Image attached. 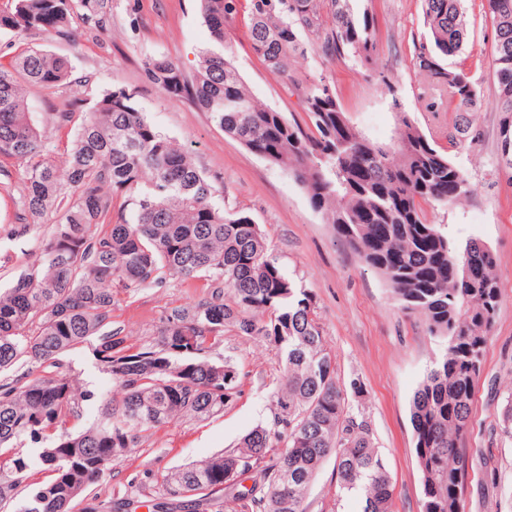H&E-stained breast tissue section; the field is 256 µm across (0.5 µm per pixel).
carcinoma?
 <instances>
[{"label": "carcinoma", "mask_w": 512, "mask_h": 512, "mask_svg": "<svg viewBox=\"0 0 512 512\" xmlns=\"http://www.w3.org/2000/svg\"><path fill=\"white\" fill-rule=\"evenodd\" d=\"M359 2L200 0L210 43L194 71L152 56L144 73L248 151L287 170L336 237L443 344L411 400L421 512H466L471 401L500 309L498 258L485 243L458 244L447 226L427 220L425 206L459 207L473 189L406 111L391 78L376 69L374 16ZM421 2L426 37L415 66L430 80L427 111H442L440 95H448L456 112L448 144L474 148L480 133L471 114L483 97L464 69L441 64L467 41L462 0ZM482 2L494 33L498 164L512 170V0ZM242 7L251 48L275 73H288L312 50L352 56L376 73L397 116L390 140L374 141L355 126L323 79L299 88L300 122L255 99L226 42ZM107 9L109 0H12L0 9V33L69 40L76 13L97 26ZM72 83L73 66L62 55L27 50L0 63V158L24 168L16 219L49 209L59 216L38 260L0 292V506L25 491L19 512H73L75 500L147 433L179 416L210 417L235 405L236 364L206 357L233 331L265 339L284 363L273 426L253 428L229 452L171 470L156 491L142 489L103 509L200 512L223 500L232 512H307L309 488L332 458L336 497L357 491L362 512H392L391 475L367 421L348 412L310 292L283 271L248 214L217 201L218 190L191 153L138 110L135 92L102 93L62 160L49 161L44 127L65 126L73 113L34 112L26 90ZM118 195L125 200L115 212ZM169 276L204 277L213 289L168 310L154 342L128 344L110 329L112 285L135 291ZM185 336L194 338L195 351L181 352ZM91 339L117 390L86 427L79 404L90 392L62 357ZM226 372L230 384L216 381ZM498 417L501 432L512 437V393ZM25 445L32 453L20 452ZM34 460L41 480L34 478ZM247 474L249 488L228 483Z\"/></svg>", "instance_id": "cac0c4a2"}]
</instances>
